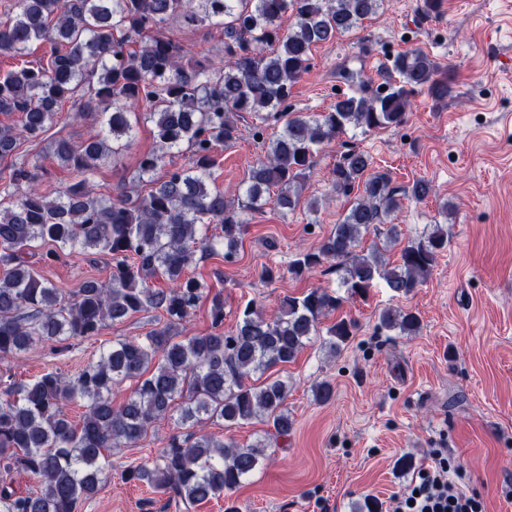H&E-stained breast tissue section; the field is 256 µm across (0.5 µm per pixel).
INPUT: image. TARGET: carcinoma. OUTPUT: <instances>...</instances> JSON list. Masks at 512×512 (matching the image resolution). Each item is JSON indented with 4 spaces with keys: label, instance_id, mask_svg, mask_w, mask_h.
<instances>
[{
    "label": "carcinoma",
    "instance_id": "obj_1",
    "mask_svg": "<svg viewBox=\"0 0 512 512\" xmlns=\"http://www.w3.org/2000/svg\"><path fill=\"white\" fill-rule=\"evenodd\" d=\"M386 0H14L0 20V55L23 57L30 44L53 45L46 62L0 74V163L10 161L0 186V363L9 364L37 343L59 353L67 341L97 336L109 322L154 312L160 326L139 340L116 339L97 360L66 376L46 372L30 382H0V512H76L108 476L114 448L135 446L152 422L173 413L183 432L171 436L151 466L129 464L122 477L144 483L176 506L192 508L235 490L267 457L271 442L288 435V381L266 373L292 363L315 339L340 353L355 323L325 320L343 303L336 291L313 287L286 296L268 316L250 302L235 330L224 335V298L214 295L212 332L178 339L207 284L186 270L224 247V260L238 253L249 216L273 205L282 215L304 208L301 180L323 145L347 135L396 128L407 120L409 98L425 91L442 100L451 94L447 69L422 50L397 53L383 82L369 89L358 69L336 76L351 88L327 112H296L288 99L311 65L313 48L362 27ZM290 16L288 28L281 19ZM206 22L219 26L224 55L205 59L169 35L171 26ZM69 103L76 117L95 112L106 127L79 140L54 137ZM255 119L252 136L281 124L264 155L250 168L241 193L230 201L212 176L217 151L239 139L238 116ZM150 121L160 150L143 155L132 181L147 183L144 195L94 191L93 178L129 147L140 120ZM40 148L30 159L19 147ZM332 172V191L358 194L315 246L295 254L288 272L301 277L331 264L347 298L364 297L376 281L395 296L423 286L438 256L448 249V229L431 224L408 238L399 259L387 247L400 225L388 223L401 198L417 203L429 181L411 189L392 185L369 153L343 141ZM188 150L187 165H166V154ZM50 156L73 179L55 195L43 191L49 175L39 158ZM166 168L161 176L156 171ZM221 235L209 236L211 224ZM374 236L367 250L366 237ZM49 244L47 250L38 244ZM94 250L110 257L106 282L89 278L63 296L41 269L65 251ZM160 278L164 288L148 281ZM378 328L415 336L419 315L386 307ZM132 381L115 405L112 387ZM318 403L333 399L330 382L312 387ZM83 403L79 421L64 406ZM260 420L263 438L250 444L221 440L203 431ZM25 472L36 490L19 495L8 475Z\"/></svg>",
    "mask_w": 512,
    "mask_h": 512
}]
</instances>
